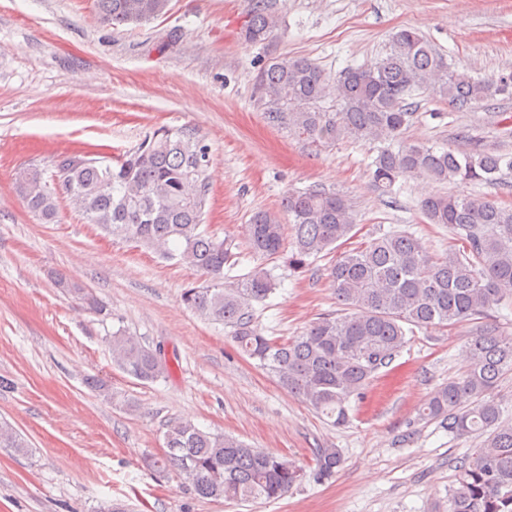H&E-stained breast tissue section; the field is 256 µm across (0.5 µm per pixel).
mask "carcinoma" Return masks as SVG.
I'll list each match as a JSON object with an SVG mask.
<instances>
[{
  "mask_svg": "<svg viewBox=\"0 0 512 512\" xmlns=\"http://www.w3.org/2000/svg\"><path fill=\"white\" fill-rule=\"evenodd\" d=\"M168 5L169 0H94L99 19L116 27L150 22ZM277 26L268 0H247L240 28L244 42L262 43ZM256 85L266 123L310 144L397 142V150L384 148L371 162L374 181L387 193L408 177L439 185L493 184L503 171H512V153H456L404 138L414 118L409 97L416 90H429L461 110L504 90L448 65L413 27L395 32L383 55L347 68L334 82L315 63L294 58L265 66ZM328 98L336 101L333 112L322 106ZM210 164L209 146L198 130L162 126L117 161L86 151L61 154L53 161L52 184L35 174L16 182V190L46 224L56 221L64 197L106 234L199 272V284L183 289V304L231 328L242 353L336 426L349 422L351 398L361 397L394 361L407 334L475 324L468 368L432 393L421 416L451 434L483 438L474 456L457 466L448 512H512V418L504 416L495 394L501 377L512 371V335L482 325L490 310L512 298V206L474 193L424 197L422 216L447 226L454 240L448 253L433 256L404 229L344 250L357 226L351 199L318 187L288 193L279 210L251 216L249 246L262 256L279 255L286 248L288 223L296 262L338 252L328 279L344 311L324 314L303 334L278 342L253 325V304L269 299L277 287L270 273L256 268L233 283L224 281V267L235 265L238 256L233 239L204 227ZM57 285L98 309L87 289L62 275ZM109 345L114 364L140 381L152 382L169 370L157 350L123 329L112 333ZM0 447L23 449L28 443L1 421ZM165 447L161 455H145L143 466L178 472L200 498L278 499L306 478L284 456L204 431L189 420L167 426ZM313 456L320 480L334 478L343 465L336 448H316Z\"/></svg>",
  "mask_w": 512,
  "mask_h": 512,
  "instance_id": "carcinoma-1",
  "label": "carcinoma"
}]
</instances>
